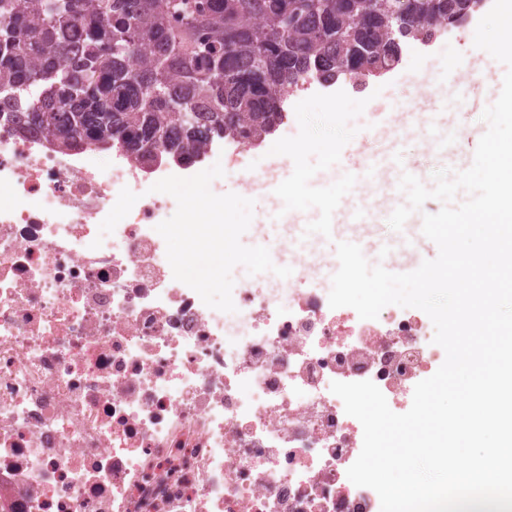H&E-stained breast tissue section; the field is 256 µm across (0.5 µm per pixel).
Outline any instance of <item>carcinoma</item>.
I'll use <instances>...</instances> for the list:
<instances>
[{"label": "carcinoma", "mask_w": 512, "mask_h": 512, "mask_svg": "<svg viewBox=\"0 0 512 512\" xmlns=\"http://www.w3.org/2000/svg\"><path fill=\"white\" fill-rule=\"evenodd\" d=\"M479 2L0 0V95L63 149L87 140L142 161L190 157L209 134H272L318 73L361 84L394 69L402 42H424ZM73 30L82 54L65 66Z\"/></svg>", "instance_id": "1"}]
</instances>
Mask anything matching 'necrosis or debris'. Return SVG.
Listing matches in <instances>:
<instances>
[{"instance_id":"1","label":"necrosis or debris","mask_w":512,"mask_h":512,"mask_svg":"<svg viewBox=\"0 0 512 512\" xmlns=\"http://www.w3.org/2000/svg\"><path fill=\"white\" fill-rule=\"evenodd\" d=\"M254 148L66 151L0 97V512H380L347 476L363 427L331 385L374 382L406 413L442 363L429 316L331 308L319 254L215 310L156 230L173 210L154 183Z\"/></svg>"}]
</instances>
